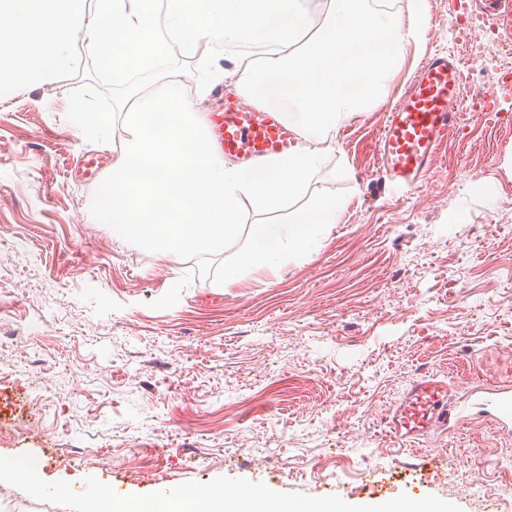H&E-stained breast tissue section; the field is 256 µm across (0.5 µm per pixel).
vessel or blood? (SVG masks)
Listing matches in <instances>:
<instances>
[{"mask_svg": "<svg viewBox=\"0 0 512 512\" xmlns=\"http://www.w3.org/2000/svg\"><path fill=\"white\" fill-rule=\"evenodd\" d=\"M475 4L479 20L512 46V0H462L461 7L467 12ZM465 95L461 60L455 54H436L419 64L386 112L378 136L384 184L413 188L426 179L439 146L461 123ZM211 123L217 149L248 168L287 154L295 144L293 128L280 109L251 106L238 96L225 97ZM449 395L448 382L435 375L412 379L386 420L393 439L404 445L467 422V415L450 404ZM479 407L501 429L512 432L511 386L485 387Z\"/></svg>", "mask_w": 512, "mask_h": 512, "instance_id": "vessel-or-blood-1", "label": "vessel or blood"}]
</instances>
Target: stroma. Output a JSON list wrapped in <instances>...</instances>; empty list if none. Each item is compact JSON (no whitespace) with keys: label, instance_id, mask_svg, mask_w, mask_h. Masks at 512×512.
<instances>
[{"label":"stroma","instance_id":"1","mask_svg":"<svg viewBox=\"0 0 512 512\" xmlns=\"http://www.w3.org/2000/svg\"><path fill=\"white\" fill-rule=\"evenodd\" d=\"M427 15L389 97L422 59L459 50L458 0H428ZM87 81L0 101V422L18 418L0 456L129 495L226 476L353 505L414 488L504 512L512 436L479 418L402 446L386 418L422 373L465 406L474 372L512 364V120L468 115L393 200L376 148L386 108L364 113L311 181L349 201L319 250L227 288L196 261L119 246L91 216L96 182L67 175L96 149L66 118ZM84 448L100 463L80 464Z\"/></svg>","mask_w":512,"mask_h":512}]
</instances>
